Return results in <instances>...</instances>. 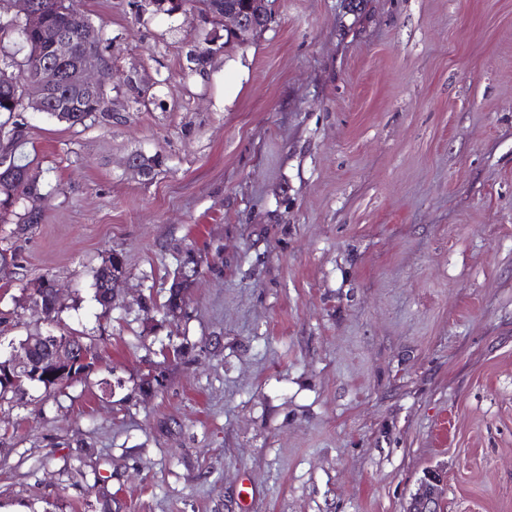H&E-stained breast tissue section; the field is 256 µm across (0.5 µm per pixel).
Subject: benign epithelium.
I'll return each mask as SVG.
<instances>
[{
	"mask_svg": "<svg viewBox=\"0 0 512 512\" xmlns=\"http://www.w3.org/2000/svg\"><path fill=\"white\" fill-rule=\"evenodd\" d=\"M9 2L24 30L39 34L41 49L35 52L36 66L30 75L22 77L0 66V87L15 92L24 82L35 84L37 91L26 101V108L39 113L54 111L59 121L71 123L72 115L67 109H54L50 104L75 92L106 97L103 61L98 55L102 45L99 31L75 8L66 10L58 22L50 24L38 0ZM257 5L263 9L259 23L239 6L227 3L223 13H208L211 20L224 27V48L244 45L268 29L272 22L269 4L259 0ZM72 343L71 339L62 340L51 334L28 336L22 341V349L13 350L0 368H11L19 372V379L32 384L40 377L43 363L35 361L30 350L48 345L52 347L51 363L57 380L64 381L70 370ZM435 482L437 477L433 475L430 484L419 493L414 512H432Z\"/></svg>",
	"mask_w": 512,
	"mask_h": 512,
	"instance_id": "benign-epithelium-1",
	"label": "benign epithelium"
}]
</instances>
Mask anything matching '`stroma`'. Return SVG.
<instances>
[{"label": "stroma", "mask_w": 512, "mask_h": 512, "mask_svg": "<svg viewBox=\"0 0 512 512\" xmlns=\"http://www.w3.org/2000/svg\"><path fill=\"white\" fill-rule=\"evenodd\" d=\"M75 6L110 118L24 114L41 220L0 224V355L50 331L99 360L0 401V512H413L433 475L437 512H512V0H271L230 50L194 0ZM118 264L120 266H116ZM125 263L121 255L116 253L110 254L105 260H103L102 264L95 270L94 272V282H93V299L94 301L101 307L103 313H107L112 310V301L110 298V288L108 287V283L110 282L109 276L112 271V281H111V294L112 299L119 302L121 297L120 287L122 286L125 278L126 272ZM192 274L191 276L193 277V279H189L188 277L184 280H182L181 282H176V277L177 275H175L174 277V281L171 285V287L169 288V294H168V297L166 298V300L160 305V309L163 313V316H164V310L165 308L167 307V305L172 301V299L176 296H179L181 294V292L183 291H186L187 288H189V286L194 283L195 281V277L199 274V271L198 269H195V268H192L191 270ZM176 287V288H174ZM184 305H185V294H181L177 300L175 301L174 305L172 306H169L166 310H165V313H166V316L168 319H172V320H176L180 317L181 313H182V310L184 308ZM165 317V316H164ZM54 278L49 275H44L42 278L39 279L37 282V288L31 287L35 290V293L40 296L42 302L44 305H48L50 308V311L55 313H58L64 303L58 302L54 296V293L56 297H58L61 300H64L63 298V289L59 287V285L55 282L54 283V293L52 289V284L54 282ZM32 307L34 311L38 314H40L44 319L50 318V311L45 306L42 305L40 300L36 299L35 297H32Z\"/></svg>", "instance_id": "1"}]
</instances>
